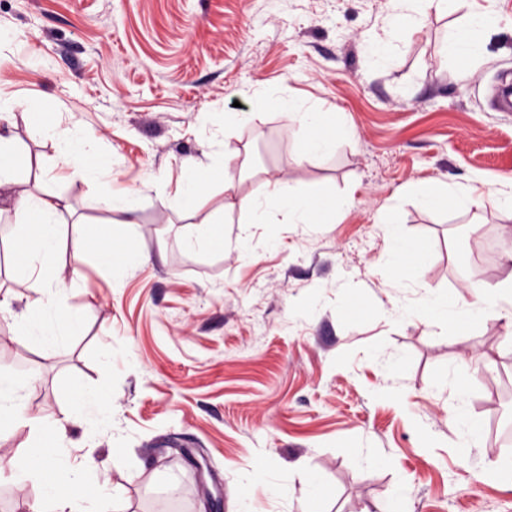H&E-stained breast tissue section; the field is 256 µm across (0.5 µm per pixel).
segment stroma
Masks as SVG:
<instances>
[{"instance_id": "obj_1", "label": "stroma", "mask_w": 512, "mask_h": 512, "mask_svg": "<svg viewBox=\"0 0 512 512\" xmlns=\"http://www.w3.org/2000/svg\"><path fill=\"white\" fill-rule=\"evenodd\" d=\"M476 5L502 23L472 67L440 57L471 6L447 0L377 68L364 44L381 33L386 0H0V29L16 36L0 45V93L23 102L0 127L38 161L18 169L21 190L63 199L52 269L72 285L75 310L53 353L20 341L13 321L29 273L0 241V373L35 376L25 404L44 426L71 416L72 462L96 463L121 512H156L164 478L179 486V512L213 500L237 512V481L260 463L280 471L304 512H512V445L501 437L512 427V334L496 319L443 335L394 321L377 275L399 240L424 256L417 280L455 293L477 251L458 229L512 232L488 206L392 204L420 182L512 176V112L496 105L512 82V0ZM35 56L43 67H31ZM266 84L326 101L353 142L330 164L296 156L287 118L268 109L257 127L226 135L227 179L210 177L209 130L234 108L256 111ZM50 112L123 159L132 223H110L83 181L51 176L55 150L39 123ZM271 177L354 204L314 242L294 224L246 223L239 200ZM390 208L393 223H379ZM219 210L225 236H249V253L187 249L192 225ZM102 249L135 264L133 275L112 283ZM108 335L129 355L111 373L100 351ZM376 351L393 373L375 366ZM472 356L490 361L488 375L462 369ZM452 369L480 432L469 450L448 428ZM86 388L111 395V430L77 414ZM33 453L47 450L29 428L0 425V512H39L38 490L15 479ZM359 454L367 463L355 464ZM482 462L508 471L485 476ZM313 483L326 496L309 498Z\"/></svg>"}]
</instances>
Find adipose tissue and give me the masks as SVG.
I'll return each instance as SVG.
<instances>
[{
    "mask_svg": "<svg viewBox=\"0 0 512 512\" xmlns=\"http://www.w3.org/2000/svg\"><path fill=\"white\" fill-rule=\"evenodd\" d=\"M389 21L385 36L365 45L367 54L377 66H385L403 43L405 33L423 25L430 8L441 0H388ZM497 18L486 11L472 10L467 23L442 47L446 57H472L482 35L494 30ZM262 104L282 109L288 118V139L298 156H314L330 160L347 136L336 129L332 111L316 99L288 97L278 85H265L258 91ZM45 136L57 145L54 172L57 177L81 180L97 191L105 209L116 215L128 212L125 194L114 188V176L120 169V161L112 156H101L93 148L78 145V137L72 130L61 128L54 116L43 122ZM15 139L0 134V198L14 197L15 221L9 227L12 241L20 250L30 273L32 293L24 312L16 319V331L23 339L37 344L44 352H51L60 337L66 336L70 320L69 295L64 279L44 274L49 265L57 240V218L62 211L61 199L48 195L37 202H30L25 192L19 191L17 180L6 174L3 165L15 157ZM474 181L458 182L441 189L428 183H420L416 198L425 207L447 206L458 210L470 209L477 197ZM328 203L320 198L304 196L296 190H283L280 181L270 182L261 193L243 198L239 208L250 224H297L308 239L317 238L322 232ZM220 214L208 215L195 227L188 238L191 250L204 252L214 248L249 252L247 239L227 240L216 230L223 223ZM406 248L391 243L387 260L380 275L388 281L390 306L387 313L397 320L421 318L434 328H446L456 319L477 321L489 316L505 320L512 325V271L508 272L496 290L481 294L473 301H466L462 294H451L419 282L407 271ZM35 441H42L45 434H52V457L32 464L22 461L18 468L20 485H36L43 492V512H101L103 491L97 490L98 470L92 461H84L80 467L70 462L64 423H56L51 429L40 425L32 427ZM71 484L69 501H59L56 489L61 481ZM267 492L280 503L288 501V484L275 470L258 466L238 483V512H254L256 490Z\"/></svg>",
    "mask_w": 512,
    "mask_h": 512,
    "instance_id": "ef3b65f1",
    "label": "adipose tissue"
}]
</instances>
